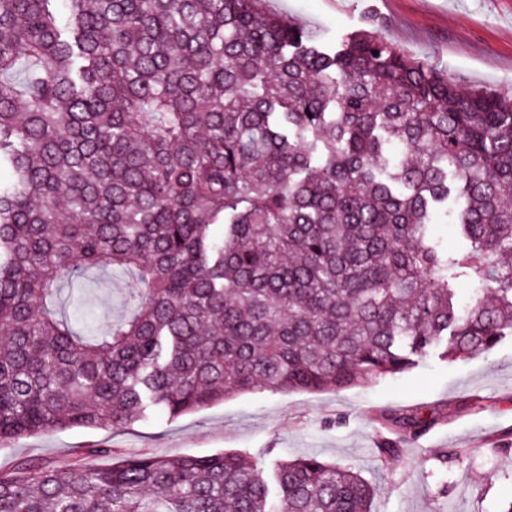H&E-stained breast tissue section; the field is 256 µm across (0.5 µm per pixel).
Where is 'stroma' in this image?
<instances>
[{
    "instance_id": "stroma-1",
    "label": "stroma",
    "mask_w": 512,
    "mask_h": 512,
    "mask_svg": "<svg viewBox=\"0 0 512 512\" xmlns=\"http://www.w3.org/2000/svg\"><path fill=\"white\" fill-rule=\"evenodd\" d=\"M324 39L372 30L460 86L512 90V0H264ZM99 319L129 314L134 275L97 270L79 283ZM385 412L435 417L399 457L377 448ZM101 446L123 454L247 453L266 467L316 455L350 467L379 488L373 512H499L512 500V342L453 363L333 392L256 391L172 419L152 413L125 428L72 427L0 447V469L21 458H90Z\"/></svg>"
}]
</instances>
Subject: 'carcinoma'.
<instances>
[{
  "label": "carcinoma",
  "mask_w": 512,
  "mask_h": 512,
  "mask_svg": "<svg viewBox=\"0 0 512 512\" xmlns=\"http://www.w3.org/2000/svg\"><path fill=\"white\" fill-rule=\"evenodd\" d=\"M97 268L139 288L82 333L52 302ZM509 340L512 95L262 0H0V446ZM392 421L403 440L431 424ZM94 453L1 470L0 512H372L377 494L317 456Z\"/></svg>",
  "instance_id": "cac0c4a2"
}]
</instances>
